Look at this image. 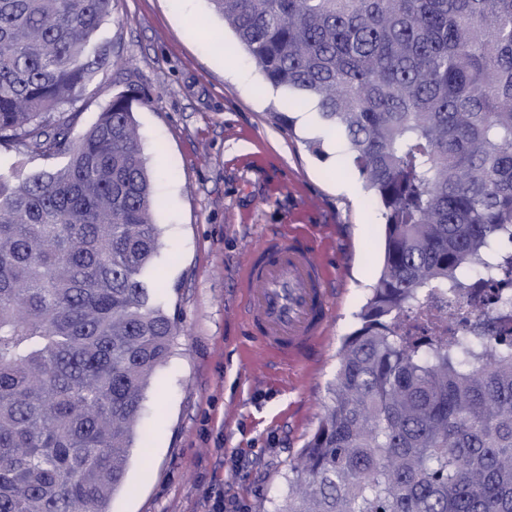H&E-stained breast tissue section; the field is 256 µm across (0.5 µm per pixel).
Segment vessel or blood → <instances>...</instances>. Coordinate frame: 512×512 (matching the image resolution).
I'll list each match as a JSON object with an SVG mask.
<instances>
[{
    "label": "vessel or blood",
    "mask_w": 512,
    "mask_h": 512,
    "mask_svg": "<svg viewBox=\"0 0 512 512\" xmlns=\"http://www.w3.org/2000/svg\"><path fill=\"white\" fill-rule=\"evenodd\" d=\"M324 252L297 224L248 251L242 291L267 364L296 369L325 340L333 296Z\"/></svg>",
    "instance_id": "vessel-or-blood-1"
}]
</instances>
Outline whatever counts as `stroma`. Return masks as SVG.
<instances>
[{"label": "stroma", "mask_w": 512, "mask_h": 512, "mask_svg": "<svg viewBox=\"0 0 512 512\" xmlns=\"http://www.w3.org/2000/svg\"><path fill=\"white\" fill-rule=\"evenodd\" d=\"M98 39L111 68L62 109L81 131L127 85L148 94L134 115L159 202L157 297L182 328L152 378L110 512H273L378 277L382 211L346 140L324 129L314 102L287 108V90L233 49L209 0H113ZM295 218L326 247L335 308L327 339L289 373L266 369L238 277L256 241Z\"/></svg>", "instance_id": "stroma-1"}]
</instances>
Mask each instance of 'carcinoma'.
<instances>
[{"instance_id":"obj_1","label":"carcinoma","mask_w":512,"mask_h":512,"mask_svg":"<svg viewBox=\"0 0 512 512\" xmlns=\"http://www.w3.org/2000/svg\"><path fill=\"white\" fill-rule=\"evenodd\" d=\"M266 81L313 99L383 209L379 278L274 512H512V0H210ZM112 0H0V512H109L180 325L156 299L158 207ZM469 295L477 322L401 318Z\"/></svg>"}]
</instances>
